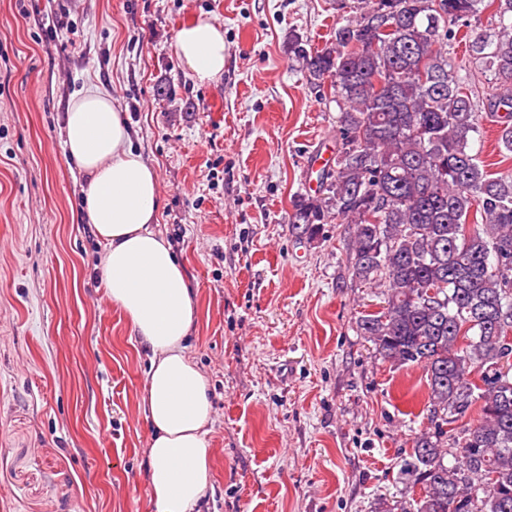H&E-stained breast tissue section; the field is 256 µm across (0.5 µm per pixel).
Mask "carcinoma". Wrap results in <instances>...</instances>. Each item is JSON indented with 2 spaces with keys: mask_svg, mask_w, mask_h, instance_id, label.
Wrapping results in <instances>:
<instances>
[{
  "mask_svg": "<svg viewBox=\"0 0 512 512\" xmlns=\"http://www.w3.org/2000/svg\"><path fill=\"white\" fill-rule=\"evenodd\" d=\"M316 51L288 50L340 112L334 164L319 193L293 200L308 241L353 225L348 273L387 288L358 328L378 354L427 375L432 430L413 438L400 474L415 512H512V174L480 165L479 105L448 63V24L495 7L498 29L466 32L490 73L488 109L512 155V0H362ZM478 407L451 440L445 426Z\"/></svg>",
  "mask_w": 512,
  "mask_h": 512,
  "instance_id": "obj_1",
  "label": "carcinoma"
}]
</instances>
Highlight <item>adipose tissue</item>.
<instances>
[{"label": "adipose tissue", "instance_id": "ef3b65f1", "mask_svg": "<svg viewBox=\"0 0 512 512\" xmlns=\"http://www.w3.org/2000/svg\"><path fill=\"white\" fill-rule=\"evenodd\" d=\"M175 52L201 82L224 73V30L209 19L182 26ZM62 147L86 176L83 217L103 245L98 269L115 308L149 355L141 399L149 422L146 483L156 512H194L212 489L209 381L188 355L193 292L155 228L156 173L133 146L111 95L87 89L65 116Z\"/></svg>", "mask_w": 512, "mask_h": 512}]
</instances>
